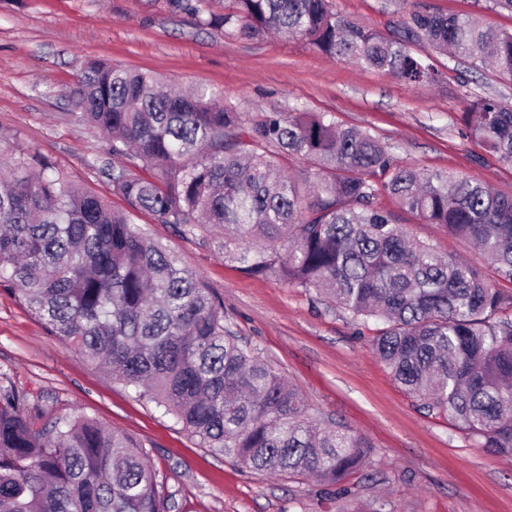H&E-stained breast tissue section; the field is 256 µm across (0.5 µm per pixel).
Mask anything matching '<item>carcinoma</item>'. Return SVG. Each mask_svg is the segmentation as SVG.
Wrapping results in <instances>:
<instances>
[{
    "instance_id": "obj_1",
    "label": "carcinoma",
    "mask_w": 512,
    "mask_h": 512,
    "mask_svg": "<svg viewBox=\"0 0 512 512\" xmlns=\"http://www.w3.org/2000/svg\"><path fill=\"white\" fill-rule=\"evenodd\" d=\"M163 0L172 14L252 40L299 37L315 51L406 83L435 69L425 42L512 78V30L479 15L410 13L363 29L330 0ZM76 117L104 137L101 168L124 208L33 155L0 153V287L48 333L139 390L213 453L270 475L312 477L348 494L367 445L327 423L226 323L224 300L135 218L170 226L253 276L376 324L371 349L430 412L486 453L512 457V318L482 268L412 238L381 192L426 224L475 244L512 281V195L459 174L396 164L377 136L320 112L247 120L201 89L163 91L150 72L90 61L71 91ZM466 136L512 166V105L464 92ZM306 162L300 182L284 162ZM143 166L146 176L135 172ZM20 394L0 387V512H170L138 442L92 418L34 430Z\"/></svg>"
}]
</instances>
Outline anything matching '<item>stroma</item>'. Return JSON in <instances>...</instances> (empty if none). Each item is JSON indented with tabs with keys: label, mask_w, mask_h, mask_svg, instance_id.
Masks as SVG:
<instances>
[{
	"label": "stroma",
	"mask_w": 512,
	"mask_h": 512,
	"mask_svg": "<svg viewBox=\"0 0 512 512\" xmlns=\"http://www.w3.org/2000/svg\"><path fill=\"white\" fill-rule=\"evenodd\" d=\"M360 26L384 32L412 11L482 14L512 30V14L482 10L476 0H331ZM415 55L438 70L435 82L407 84L390 74L323 55L299 38L248 41L228 29L199 27L156 0H0V136L7 149L40 155L72 182L108 199L100 169L108 158L101 134L71 118L67 97L86 63L97 60L148 71L167 83L205 87L244 117L304 109L379 137L394 161L448 170L512 195V167L485 155L461 134L462 93L493 95L512 104V79L474 74L462 89V68L424 43ZM376 207L397 214L411 235L443 252L484 266L472 243L400 211L382 193ZM139 224L224 301L243 344L269 362L323 417L370 446L349 493L311 479L250 471L213 454L198 437L138 391L84 361L71 344L51 336L12 293L0 287V387L21 395L19 408L34 428L85 415L134 437L171 497L172 512H512V458L474 447L448 417L428 414L392 378L369 347L374 325L357 326L339 309L314 302L278 274L254 277L222 254L141 217Z\"/></svg>",
	"instance_id": "stroma-1"
}]
</instances>
